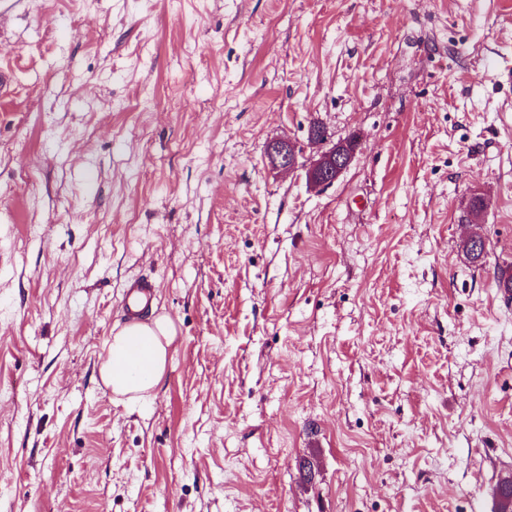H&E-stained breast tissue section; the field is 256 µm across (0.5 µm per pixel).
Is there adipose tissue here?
<instances>
[{"label":"adipose tissue","mask_w":512,"mask_h":512,"mask_svg":"<svg viewBox=\"0 0 512 512\" xmlns=\"http://www.w3.org/2000/svg\"><path fill=\"white\" fill-rule=\"evenodd\" d=\"M175 339V325L165 316L150 323H129L114 331L107 342L100 376L116 400H150L167 370Z\"/></svg>","instance_id":"1"}]
</instances>
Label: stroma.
Segmentation results:
<instances>
[{"instance_id":"35a3bbf8","label":"stroma","mask_w":512,"mask_h":512,"mask_svg":"<svg viewBox=\"0 0 512 512\" xmlns=\"http://www.w3.org/2000/svg\"><path fill=\"white\" fill-rule=\"evenodd\" d=\"M1 70L0 512H497L512 0H0ZM138 277L177 338L127 406ZM356 146V140L350 139L321 152L306 168L307 182L312 186L333 184L349 167ZM268 160L273 169L292 171L297 165L295 147L287 141H275L268 149ZM126 288L124 298L127 314L133 319H139L151 303L153 284L147 279H139ZM176 339V328L167 316L152 323H129L107 341L100 376L117 401L146 402L163 378ZM137 346V360L129 353Z\"/></svg>"}]
</instances>
